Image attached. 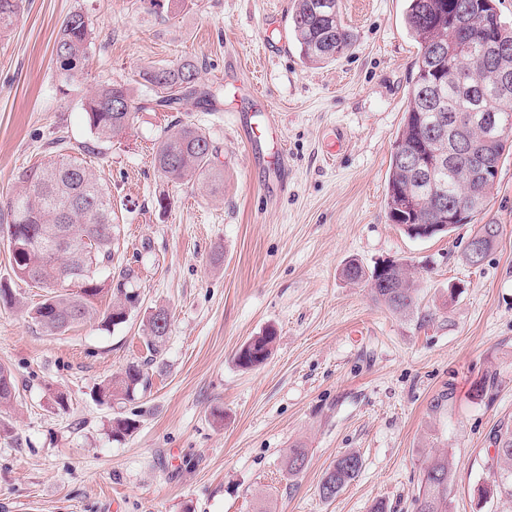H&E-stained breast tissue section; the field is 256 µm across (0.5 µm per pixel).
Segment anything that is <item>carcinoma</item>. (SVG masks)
<instances>
[{
    "label": "carcinoma",
    "mask_w": 512,
    "mask_h": 512,
    "mask_svg": "<svg viewBox=\"0 0 512 512\" xmlns=\"http://www.w3.org/2000/svg\"><path fill=\"white\" fill-rule=\"evenodd\" d=\"M462 7L471 24L453 30L451 19ZM22 8L23 0H0L1 37L12 31ZM404 24L419 53L408 108L390 157L384 199L388 219L410 236L412 229L434 224L432 217L440 200L455 204L478 195L480 200L458 223H475L480 233L487 225L478 223L479 216L489 203L501 160L512 150L511 140L495 139L489 136V129L512 119V114H498L496 69L471 57L459 68V77L453 79L438 49L474 42L481 33L487 39L504 36L512 46V26L501 21L496 0H408ZM289 29L300 55L311 63L333 61L353 45V36L343 25L340 13L329 15L321 0H293ZM93 44L88 16L81 10L67 15L54 44L63 84L84 74ZM143 79L145 94L139 100L130 85L112 81L97 85L82 102L90 132L98 141L121 137L135 112L147 104L167 112L179 111L188 100L209 110L220 105V92L200 83L198 66L190 60L155 66L143 74ZM472 85L485 91L480 108L468 95L467 87ZM435 151L443 157L438 171L409 168L400 158L403 152L430 156ZM89 153L85 142L65 136L54 139L49 152L19 174V190L7 204L12 270L17 279L46 289L43 300L28 315L50 334L62 333L91 317L96 312L94 299L109 282L113 283V297L111 308L104 313L105 324L124 323L137 302V294L127 288L133 270L112 267L120 229L113 223L110 193L87 166L85 155ZM217 156L218 147L205 131L178 120L160 138L152 164L167 179L201 181L211 194L222 196L224 169L216 165ZM51 227L62 231L72 244L59 247L46 235ZM344 274L353 281H370L376 299L395 312L405 313L416 307V289L403 262L379 266L369 273L352 262ZM169 325L168 309L154 308L146 320L145 348L149 357L127 364L123 371L104 380L96 392L99 404L133 401L146 391L149 369L158 363ZM275 340L272 331L250 339L237 351V363L245 369L261 365ZM16 393L15 377L0 365V406L11 405ZM135 429V421L128 417L112 421L115 438L130 436ZM495 444L496 453L489 466L493 492L488 499L497 501L498 512H512L511 423L497 430ZM307 462L306 449H289V474H300ZM361 467V458L354 452L337 457L322 477L321 497L335 498L357 477ZM451 482L452 460L448 453L431 457L414 498L416 512H450Z\"/></svg>",
    "instance_id": "carcinoma-1"
}]
</instances>
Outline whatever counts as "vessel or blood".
Instances as JSON below:
<instances>
[{
  "mask_svg": "<svg viewBox=\"0 0 512 512\" xmlns=\"http://www.w3.org/2000/svg\"><path fill=\"white\" fill-rule=\"evenodd\" d=\"M224 82L232 86L234 100L241 107L238 133L242 142L251 150L263 171L283 174L286 168L284 154L267 148L265 134L276 129L274 121L270 119L269 103L261 98L255 85L242 75L225 76Z\"/></svg>",
  "mask_w": 512,
  "mask_h": 512,
  "instance_id": "b4317fda",
  "label": "vessel or blood"
}]
</instances>
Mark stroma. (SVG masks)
<instances>
[{"instance_id":"1","label":"stroma","mask_w":512,"mask_h":512,"mask_svg":"<svg viewBox=\"0 0 512 512\" xmlns=\"http://www.w3.org/2000/svg\"><path fill=\"white\" fill-rule=\"evenodd\" d=\"M292 0H26L0 38V364L19 395L0 407V512H414L426 456L453 462L451 512H496L478 489L499 425L512 423V155L499 166L483 222L501 234L480 266L464 252L474 227L412 239L391 224L385 187L408 106L417 44L405 0H340L354 47L304 63L288 29ZM75 10L94 26L85 77L61 88L56 34ZM276 14V26L262 19ZM196 60L203 85L224 73L257 76L279 126L288 185L261 177L230 112L189 102L140 110L126 133L93 139L82 102L102 81L137 83L151 66ZM219 148L224 194L177 183L151 163L176 120ZM345 146L326 158L335 130ZM65 135L111 196L121 227L115 262L134 269L138 302L125 323L97 317L51 335L27 315L43 291L16 280L6 202L16 178ZM410 264L413 313L376 301L367 281L343 275L384 260ZM458 295L449 299L448 286ZM167 307L162 367L135 400L96 402L98 385L144 360L145 322ZM275 330L270 357L243 369L235 352ZM498 384L476 399L488 372ZM68 396L59 408L54 393ZM135 419L114 440V417ZM308 463L289 478V448ZM362 469L335 499L319 495L337 457Z\"/></svg>"}]
</instances>
